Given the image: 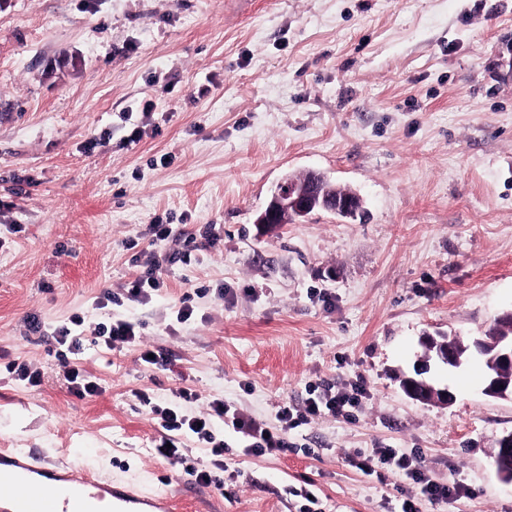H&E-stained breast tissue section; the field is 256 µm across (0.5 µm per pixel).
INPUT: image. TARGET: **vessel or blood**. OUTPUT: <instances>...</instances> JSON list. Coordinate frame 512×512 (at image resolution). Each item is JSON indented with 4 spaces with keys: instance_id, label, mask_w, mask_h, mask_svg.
Returning a JSON list of instances; mask_svg holds the SVG:
<instances>
[{
    "instance_id": "1",
    "label": "vessel or blood",
    "mask_w": 512,
    "mask_h": 512,
    "mask_svg": "<svg viewBox=\"0 0 512 512\" xmlns=\"http://www.w3.org/2000/svg\"><path fill=\"white\" fill-rule=\"evenodd\" d=\"M111 498L112 512H174L175 498L105 483L74 469L59 470L12 449L0 450V504L5 512H97Z\"/></svg>"
}]
</instances>
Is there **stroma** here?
<instances>
[{
	"label": "stroma",
	"instance_id": "obj_1",
	"mask_svg": "<svg viewBox=\"0 0 512 512\" xmlns=\"http://www.w3.org/2000/svg\"><path fill=\"white\" fill-rule=\"evenodd\" d=\"M308 172L358 194L364 218L260 229L282 179ZM158 217L169 239L153 238ZM173 251L189 261L147 301L98 305L136 256ZM510 310L512 0H0V449L168 486L179 512H512L492 466L512 402L484 394L479 362L426 373L450 404L401 388L423 336H481ZM75 316L96 396L60 367L55 331ZM115 319L139 326L136 345L96 336ZM147 349L164 364L142 363ZM323 381L367 394L263 456L215 421L220 471L187 437L181 463L161 458L139 398L189 390L195 412L221 398L276 429ZM378 448L467 495L430 501L396 465H349Z\"/></svg>",
	"mask_w": 512,
	"mask_h": 512
}]
</instances>
